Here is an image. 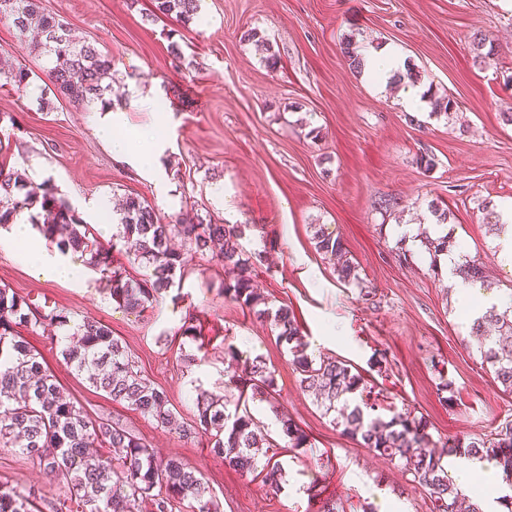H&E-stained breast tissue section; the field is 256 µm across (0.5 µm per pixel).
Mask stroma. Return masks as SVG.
I'll use <instances>...</instances> for the list:
<instances>
[{
    "label": "stroma",
    "instance_id": "1",
    "mask_svg": "<svg viewBox=\"0 0 512 512\" xmlns=\"http://www.w3.org/2000/svg\"><path fill=\"white\" fill-rule=\"evenodd\" d=\"M41 6L111 56L118 134L134 140L152 131L165 144L161 173L149 177L112 156L96 134L101 103L76 106L54 95L41 107L45 61L32 52L31 35L2 18L0 58L34 75L23 92L0 78V132L11 137L0 160L6 168L35 184L51 180L78 211L137 195L168 218L248 225L243 248L264 256L255 284L270 307H288L310 354L347 361L386 403L423 418L436 446L489 433L512 416V394L482 365L446 268H432L420 242L402 243L398 231L431 223L430 201L446 204L457 245L484 262L492 288L512 293V266L497 260L484 210L512 200V124L502 120L512 113V0H201L199 20L182 30L172 20L147 21L154 0ZM251 29L259 40L244 39ZM479 34L494 45L496 65L475 63ZM350 35L364 50L400 48L423 86L454 98L455 112L407 119L395 96L349 69L342 43ZM173 41L182 50L176 69ZM150 87L160 90L154 106L132 105V90ZM424 153L435 155L434 168L420 166ZM382 198L395 201L392 213L379 209ZM315 224L340 237L360 285L344 284L316 251ZM174 246L187 255L182 282L142 312L115 303L99 273L86 271L78 285L46 281L3 247L0 286L62 310L71 326H108L188 425L198 393L231 391L237 360L262 357L275 372V400L247 408L277 443L286 472L280 490L226 466L206 437L180 438L95 390L63 364L64 329L27 333L65 392L89 414L120 420L159 456L198 470L221 512H321L328 502L337 512H429L420 486L344 435L301 389L270 325L225 299L221 262L189 252L182 240ZM188 316L201 329L191 338L179 333ZM229 347L236 359L225 357ZM281 411L308 434L309 447H289ZM0 486L38 491L41 512H68L65 488L14 449L0 447Z\"/></svg>",
    "mask_w": 512,
    "mask_h": 512
}]
</instances>
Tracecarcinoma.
I'll list each match as a JSON object with an SVG mask.
<instances>
[{"label": "carcinoma", "mask_w": 512, "mask_h": 512, "mask_svg": "<svg viewBox=\"0 0 512 512\" xmlns=\"http://www.w3.org/2000/svg\"><path fill=\"white\" fill-rule=\"evenodd\" d=\"M156 11L148 19H174L183 25L197 18L199 0H155ZM9 18L20 32L31 27L40 31L33 50L50 61L46 77L54 90L74 104L96 100L112 101V60L91 43H77L65 23L40 9L39 0H0V18ZM344 59L348 67L362 72V53L347 41ZM0 76L22 89L30 85L31 72L23 66L0 62ZM425 97L433 113L450 115L457 102L450 96ZM40 209L51 221L33 225L60 249L80 254L83 262L99 272L112 301L131 309L148 308L159 294L175 287L177 274L184 273L183 254L168 243L178 235L194 249L216 253L224 265V297L248 306L270 322L279 342L288 345L291 363L299 374L300 387L327 401L325 413H334L336 426L378 456L397 463L411 481L424 488L431 512H483L479 504L464 495L448 477V466L431 448L426 423L410 412H392L390 419L376 413L377 402L357 398L367 389L360 372L342 360L316 361L288 308L272 309L254 288L253 266L262 261L244 256L241 240L248 224H215L201 218L164 220L144 198L127 196L122 206L112 242L105 245L91 225L84 223L70 204L58 196L46 180L34 188L18 171L0 166V224L16 215ZM318 252L337 261L336 272L346 284L359 283L357 266L347 258L340 238L313 225ZM432 264L456 246L451 232L433 237L417 233ZM137 246L135 260L148 266L146 279L131 280L126 269L114 264L112 251L128 241ZM464 281L485 282V265L467 259L456 267ZM65 315L35 306L30 300L0 287V447L12 448L44 467L51 478L69 492V512H140L149 504L150 512H172L186 504L187 512H220L200 474L177 457L162 458L109 416L93 417L64 395L63 388L45 365L41 354L25 339L21 330L38 326H65ZM473 334L481 337L482 362L490 365L504 391L512 394V302L495 306L475 318ZM63 362L78 371H88L92 387L117 402H128L158 427L172 429L173 413L166 394L144 378L121 340L98 321L78 326L61 350ZM239 392L251 391V398L273 399L275 375L260 357L245 360L234 375ZM222 395L202 393L196 398L197 419L190 427H177L190 438L203 433L212 451L244 474H255L271 490L283 481L280 466L268 456L275 441L262 431L248 411L229 414ZM282 434L292 448L310 444L308 435L291 419L280 418ZM448 452H463L495 460L507 479H512V418L503 420L483 436H454L445 443ZM104 448H120L112 458ZM33 492L22 494L0 487V512H40Z\"/></svg>", "instance_id": "cac0c4a2"}]
</instances>
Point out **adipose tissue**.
<instances>
[{"label":"adipose tissue","instance_id":"1","mask_svg":"<svg viewBox=\"0 0 512 512\" xmlns=\"http://www.w3.org/2000/svg\"><path fill=\"white\" fill-rule=\"evenodd\" d=\"M407 58L394 46H382L369 50L365 55V71L379 86H387L393 74L405 70ZM120 123L118 113H110L97 127L98 137L106 144L113 155L129 164L139 167H153L161 149L155 144H146L141 149H132L127 140L116 136L115 127ZM0 246L19 250L23 261L46 280L77 283L85 277V266L81 260L69 252L46 246L26 218H15L7 238L0 240ZM453 481L468 488L480 484L481 498L488 501L496 498L502 486L503 474L487 460L457 453L451 457L448 470Z\"/></svg>","mask_w":512,"mask_h":512}]
</instances>
